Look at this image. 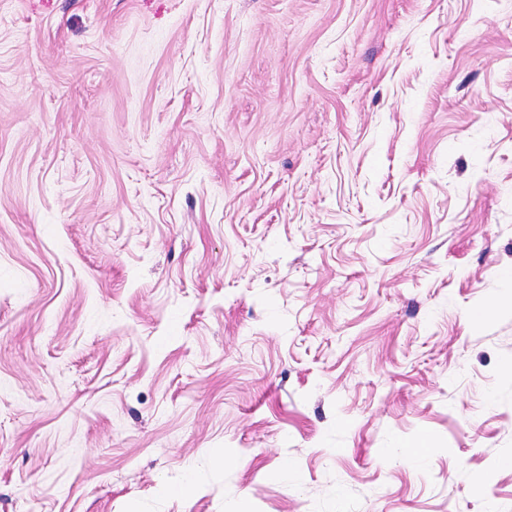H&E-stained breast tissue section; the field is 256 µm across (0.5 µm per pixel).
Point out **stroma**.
Masks as SVG:
<instances>
[{
    "mask_svg": "<svg viewBox=\"0 0 512 512\" xmlns=\"http://www.w3.org/2000/svg\"><path fill=\"white\" fill-rule=\"evenodd\" d=\"M509 293L512 0H0V512H512Z\"/></svg>",
    "mask_w": 512,
    "mask_h": 512,
    "instance_id": "1",
    "label": "stroma"
}]
</instances>
